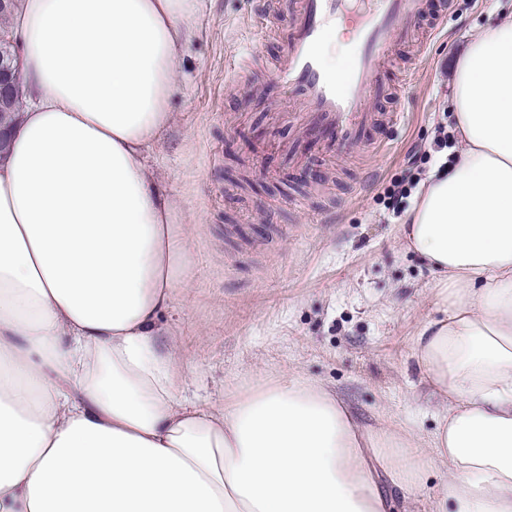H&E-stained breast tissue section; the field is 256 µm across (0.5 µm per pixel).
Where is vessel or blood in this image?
<instances>
[{"mask_svg": "<svg viewBox=\"0 0 512 512\" xmlns=\"http://www.w3.org/2000/svg\"><path fill=\"white\" fill-rule=\"evenodd\" d=\"M343 74L327 70L321 45L329 25L345 10L346 0H297L288 24L287 59L274 73L298 91L313 109V131L300 147L353 153L373 125L367 100L385 69L391 46L405 40L413 19L427 15L429 0H367Z\"/></svg>", "mask_w": 512, "mask_h": 512, "instance_id": "1", "label": "vessel or blood"}]
</instances>
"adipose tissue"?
Segmentation results:
<instances>
[{"label":"adipose tissue","instance_id":"1","mask_svg":"<svg viewBox=\"0 0 512 512\" xmlns=\"http://www.w3.org/2000/svg\"><path fill=\"white\" fill-rule=\"evenodd\" d=\"M204 0H16L28 105L0 155V512H512V18L458 59L457 148L399 227L438 276L414 357L427 441L296 375L179 395L160 322L189 280L147 156ZM447 480V472L440 466H431L424 474L423 485L416 492V495L410 504V510L413 512H433L435 511L436 499Z\"/></svg>","mask_w":512,"mask_h":512}]
</instances>
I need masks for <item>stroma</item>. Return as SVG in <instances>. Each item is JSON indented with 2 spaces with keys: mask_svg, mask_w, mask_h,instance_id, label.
<instances>
[{
  "mask_svg": "<svg viewBox=\"0 0 512 512\" xmlns=\"http://www.w3.org/2000/svg\"><path fill=\"white\" fill-rule=\"evenodd\" d=\"M433 2L390 49L368 145L339 157L288 153L310 107L267 64L286 60L290 0H207L150 158L189 238L190 279L160 339L186 363L183 396L220 405L289 373L335 391L366 425L434 431L414 338L439 315L437 276L402 242L405 214L384 189L451 159L433 145L453 124L457 59L512 0ZM415 145L429 155L410 169Z\"/></svg>",
  "mask_w": 512,
  "mask_h": 512,
  "instance_id": "obj_1",
  "label": "stroma"
}]
</instances>
